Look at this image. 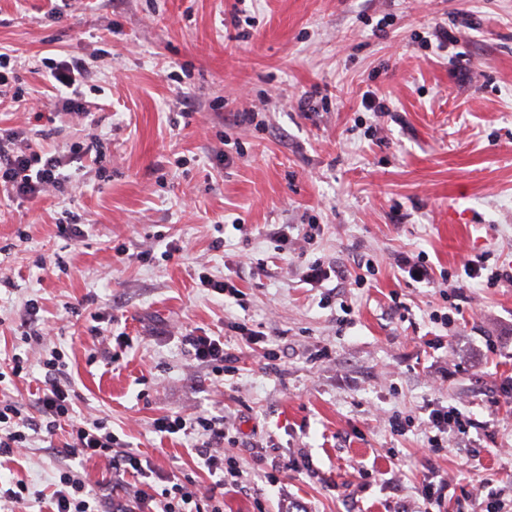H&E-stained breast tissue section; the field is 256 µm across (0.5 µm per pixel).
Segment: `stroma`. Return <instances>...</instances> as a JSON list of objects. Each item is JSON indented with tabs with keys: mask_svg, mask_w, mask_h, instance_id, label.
<instances>
[{
	"mask_svg": "<svg viewBox=\"0 0 512 512\" xmlns=\"http://www.w3.org/2000/svg\"><path fill=\"white\" fill-rule=\"evenodd\" d=\"M438 26L453 42L438 46ZM0 53L28 101L0 105V128L101 153L66 192L0 195V365L18 354L29 367L0 385L8 396L28 403L63 351L77 416L147 457L158 490L171 474L202 490L213 478L154 420L223 414L241 480L224 512H397L432 470L448 481L445 512H481L479 477L512 484V398L497 396L512 374V282L463 269L483 253L512 267V0H73L59 15L50 0H0ZM72 56L90 71L84 117L40 68ZM71 213L77 241L57 232ZM306 224L322 228L311 245ZM402 252L448 273L443 289L403 274ZM317 259L368 281L311 287ZM204 275L232 279L239 298ZM450 293L453 323H433ZM30 299L41 342L22 340ZM244 326L268 343L248 344ZM189 334L230 340L236 374L196 361ZM449 404L475 426L434 454L424 423ZM395 415L411 419L405 434ZM64 438L0 457V480L29 488L26 512H51ZM254 445L307 456L313 472L269 484Z\"/></svg>",
	"mask_w": 512,
	"mask_h": 512,
	"instance_id": "obj_1",
	"label": "stroma"
}]
</instances>
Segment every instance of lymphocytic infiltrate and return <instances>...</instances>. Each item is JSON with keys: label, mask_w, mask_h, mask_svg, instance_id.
I'll return each mask as SVG.
<instances>
[{"label": "lymphocytic infiltrate", "mask_w": 512, "mask_h": 512, "mask_svg": "<svg viewBox=\"0 0 512 512\" xmlns=\"http://www.w3.org/2000/svg\"><path fill=\"white\" fill-rule=\"evenodd\" d=\"M91 153V148H79L65 157L54 147L35 149L26 146L22 133L0 128V190L17 199L35 201L47 189H64L69 181L63 172L66 163H83ZM45 367L43 385L37 388L30 405L0 399V456L13 455L38 440L52 439L61 425H68L61 445L63 463L52 512H222L214 491L202 492L181 481L159 493L138 490L135 507H128L124 502L128 478L146 476L149 466L103 420L74 419L75 391L60 353H53ZM473 425L472 418L456 407L431 409L426 423L428 449L434 453L444 450L450 435L468 433ZM154 429L161 434L196 435L195 450L209 469L235 475V467L225 465L214 454L229 435L223 416L166 415L155 419ZM81 457H98L108 462L112 470L109 495L90 492L87 475L72 465L73 460Z\"/></svg>", "instance_id": "obj_1"}]
</instances>
